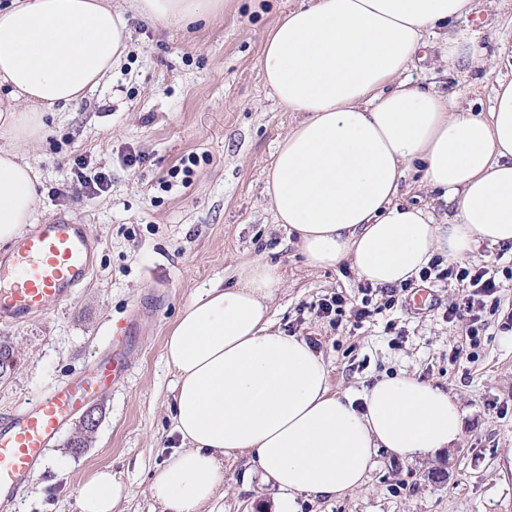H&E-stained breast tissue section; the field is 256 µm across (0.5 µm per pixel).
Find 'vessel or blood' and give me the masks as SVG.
Here are the masks:
<instances>
[{"label":"vessel or blood","mask_w":512,"mask_h":512,"mask_svg":"<svg viewBox=\"0 0 512 512\" xmlns=\"http://www.w3.org/2000/svg\"><path fill=\"white\" fill-rule=\"evenodd\" d=\"M98 249L87 225L65 216L31 225L0 260V321L23 323L69 300L89 279ZM123 333L112 337L111 362L0 418V500H15L30 484L46 448L86 398L120 379L126 365L120 352Z\"/></svg>","instance_id":"1"}]
</instances>
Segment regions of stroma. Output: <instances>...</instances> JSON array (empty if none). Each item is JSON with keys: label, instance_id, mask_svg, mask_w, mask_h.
Listing matches in <instances>:
<instances>
[{"label": "stroma", "instance_id": "1", "mask_svg": "<svg viewBox=\"0 0 512 512\" xmlns=\"http://www.w3.org/2000/svg\"><path fill=\"white\" fill-rule=\"evenodd\" d=\"M298 0H224L208 25L186 30L131 22V48L112 76L81 103L47 116L49 133L28 148L38 170L36 223L64 213L100 242L96 268L69 301L20 325L0 324L17 362L0 378V417L14 413L96 362L133 312L124 380L90 402L99 424L80 455L71 421L46 449L39 471L7 512H80L77 484L99 468L120 473L130 495L114 512H151L150 477L180 444L172 431L174 374L164 343L180 312L205 288L232 285L233 269L260 257L279 261L286 284L270 316L277 328L317 341L333 389L361 394L385 374L405 372L447 385L466 412L450 452L415 462L382 451L364 485L336 498L297 497L296 512H512V251L479 244L467 267L491 266L500 283L485 300L478 334L469 318L448 320L466 284L412 280L394 306L373 295L374 312L355 324L362 295L349 262L310 268L276 224L265 173L276 143L300 119L281 108L261 76L264 42ZM143 156L126 166L127 154ZM195 155L189 182L175 177ZM104 168L107 193L86 194L76 158ZM342 293L349 312L320 317L321 299ZM443 479L430 477L433 469ZM273 488L247 457L224 466L217 512H275Z\"/></svg>", "mask_w": 512, "mask_h": 512}]
</instances>
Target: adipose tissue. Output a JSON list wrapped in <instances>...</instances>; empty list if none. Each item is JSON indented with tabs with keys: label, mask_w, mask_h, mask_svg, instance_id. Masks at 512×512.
<instances>
[{
	"label": "adipose tissue",
	"mask_w": 512,
	"mask_h": 512,
	"mask_svg": "<svg viewBox=\"0 0 512 512\" xmlns=\"http://www.w3.org/2000/svg\"><path fill=\"white\" fill-rule=\"evenodd\" d=\"M10 0L0 7V242L33 223L37 175L24 145L47 135V114L79 104L129 52L130 16L180 28L206 22L224 0ZM473 0H301L265 41L260 70L278 103L302 120L278 141L266 192L277 223L306 262L349 261L372 286L417 277L437 255L464 259L479 243L512 245V80L487 111L457 94L413 84L426 61L449 79L480 82L512 61V33L487 46L461 26ZM442 218L404 198L408 172ZM233 285L204 289L164 344L175 376L180 445L150 481L153 512H212L224 462L248 456L276 488L280 512L296 496L336 497L362 486L377 450L432 457L464 432L456 395L408 374L361 396L332 391L305 340L274 328L285 286L280 263H240ZM80 512H113L129 494L104 468L80 481Z\"/></svg>",
	"instance_id": "obj_1"
}]
</instances>
